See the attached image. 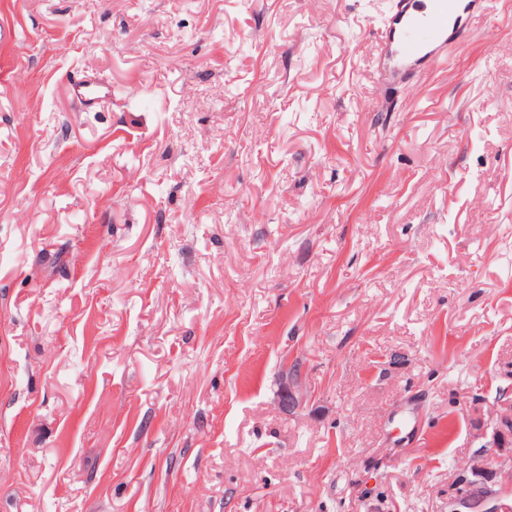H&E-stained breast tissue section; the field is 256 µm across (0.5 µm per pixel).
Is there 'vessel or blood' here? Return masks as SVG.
Here are the masks:
<instances>
[{"label": "vessel or blood", "instance_id": "vessel-or-blood-1", "mask_svg": "<svg viewBox=\"0 0 512 512\" xmlns=\"http://www.w3.org/2000/svg\"><path fill=\"white\" fill-rule=\"evenodd\" d=\"M489 0H392L376 33V74L386 86L405 85L420 94L422 73L441 70L448 50L462 39V20L483 16ZM72 98L90 106L109 96V87L92 76L70 83Z\"/></svg>", "mask_w": 512, "mask_h": 512}]
</instances>
